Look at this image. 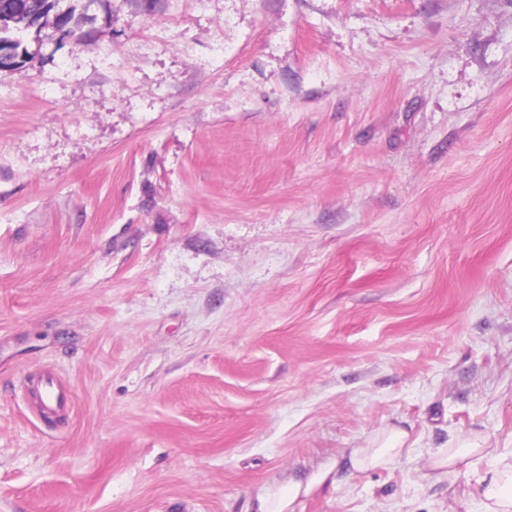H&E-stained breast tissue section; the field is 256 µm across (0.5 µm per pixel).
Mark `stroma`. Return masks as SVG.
<instances>
[{
  "label": "stroma",
  "mask_w": 512,
  "mask_h": 512,
  "mask_svg": "<svg viewBox=\"0 0 512 512\" xmlns=\"http://www.w3.org/2000/svg\"><path fill=\"white\" fill-rule=\"evenodd\" d=\"M88 14L0 70V512H256L323 471L286 512H484L512 464V0ZM406 435L394 431L387 435L376 448H368L355 460L359 469L376 467L388 463L393 456L399 453L405 444Z\"/></svg>",
  "instance_id": "obj_1"
}]
</instances>
